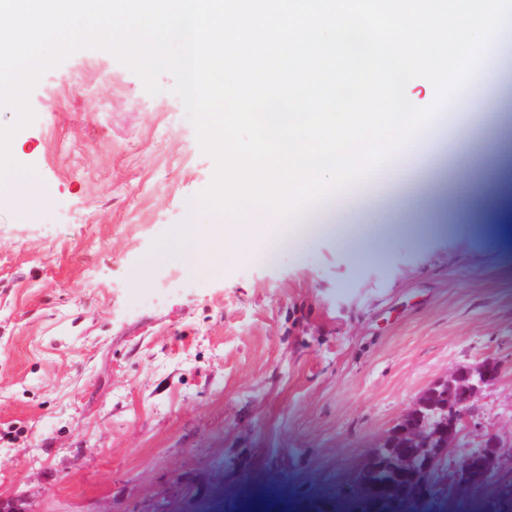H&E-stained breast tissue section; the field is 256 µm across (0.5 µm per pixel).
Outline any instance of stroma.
Returning <instances> with one entry per match:
<instances>
[{
	"mask_svg": "<svg viewBox=\"0 0 512 512\" xmlns=\"http://www.w3.org/2000/svg\"><path fill=\"white\" fill-rule=\"evenodd\" d=\"M149 94L111 53L47 71L22 131L33 172L0 196V504L23 512H296L347 495L436 379L505 370L438 472L494 432V482L433 512H482L512 481V233L460 222L440 189L353 185L358 223L283 217L260 258L190 273L161 245L211 183L174 78ZM373 241L357 249L359 239Z\"/></svg>",
	"mask_w": 512,
	"mask_h": 512,
	"instance_id": "1",
	"label": "stroma"
}]
</instances>
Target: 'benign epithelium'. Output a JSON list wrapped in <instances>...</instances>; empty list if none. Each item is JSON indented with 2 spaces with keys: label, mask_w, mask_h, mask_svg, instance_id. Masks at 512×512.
<instances>
[{
  "label": "benign epithelium",
  "mask_w": 512,
  "mask_h": 512,
  "mask_svg": "<svg viewBox=\"0 0 512 512\" xmlns=\"http://www.w3.org/2000/svg\"><path fill=\"white\" fill-rule=\"evenodd\" d=\"M501 374V364L492 359L455 369L423 391L413 408L394 423L380 445L389 451L399 444L410 449L402 464L415 461L419 463L418 471L429 475L434 456H443L448 449L457 447L461 424L474 402L494 387ZM483 446L493 451L468 455L457 466L454 481L458 488L472 490L490 480L496 472L502 444L490 433L485 436Z\"/></svg>",
  "instance_id": "obj_1"
}]
</instances>
